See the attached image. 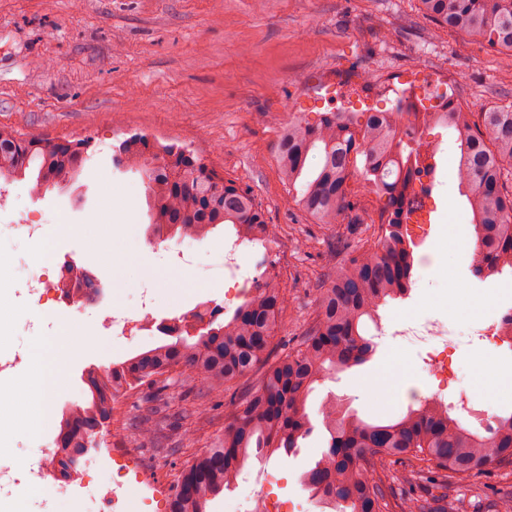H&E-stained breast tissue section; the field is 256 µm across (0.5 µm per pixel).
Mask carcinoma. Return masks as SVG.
I'll return each instance as SVG.
<instances>
[{"mask_svg": "<svg viewBox=\"0 0 512 512\" xmlns=\"http://www.w3.org/2000/svg\"><path fill=\"white\" fill-rule=\"evenodd\" d=\"M420 10L439 28L466 35L499 52L512 53V0H419ZM402 100L390 112H321L311 123L294 116L282 126L277 160L292 202L315 224L335 229L353 207L350 180L359 173L364 188L385 198L386 218L372 244L351 246L336 272L317 289L315 317L292 346L274 343L285 288L274 275L248 289L232 318L217 322L210 315L192 343L176 341L142 351L104 370H95L92 402L71 405L50 451L53 471L81 449L96 447L100 425L107 428L124 400L143 385L155 388L164 401L177 389L197 390L200 398L226 395L230 422L205 450L195 454L170 488L168 512H208L245 464L249 451L258 454L298 447L314 431L306 410L314 384L336 368L365 362L373 351L364 337L386 299L407 295L413 274L410 217L426 206L409 200L408 190L420 153L437 157L439 143L419 141L403 130ZM471 113L456 102L448 111L426 116L456 137L459 193L470 205L478 259L472 275L483 280L512 269V106L481 113L474 126ZM74 141L64 147L22 138L0 127V178L36 175L35 189L73 181L89 149ZM113 164L140 171L146 181L150 228L168 237L199 238L230 224L240 242H263L273 231L251 191L208 169L194 151L175 142L163 144L143 134L113 147ZM161 159L174 167L154 168ZM260 371L258 383L242 379ZM320 414L327 449L304 475L307 489L334 512H467L459 481L486 472V462L512 465V413L495 416L494 424L475 431L448 408L425 400L407 408L396 421L368 423L339 409L333 399ZM184 448L199 442L198 428L167 421H140L132 436L154 438L162 429ZM415 485L420 493L403 499L395 485Z\"/></svg>", "mask_w": 512, "mask_h": 512, "instance_id": "1", "label": "carcinoma"}]
</instances>
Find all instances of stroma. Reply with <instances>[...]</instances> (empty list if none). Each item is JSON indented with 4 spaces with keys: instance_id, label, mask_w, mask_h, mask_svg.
I'll return each instance as SVG.
<instances>
[{
    "instance_id": "obj_1",
    "label": "stroma",
    "mask_w": 512,
    "mask_h": 512,
    "mask_svg": "<svg viewBox=\"0 0 512 512\" xmlns=\"http://www.w3.org/2000/svg\"><path fill=\"white\" fill-rule=\"evenodd\" d=\"M415 66L448 79L472 121L512 100V55L437 30L418 0H0V126L24 138H90L94 151L107 155L134 134L174 140L193 148L224 178L250 188L277 234L274 272L288 294L282 339L313 319L316 290L335 276L342 257L332 237L289 199L277 164L281 128L295 112L311 119L336 110L323 88L339 81L377 93V108L390 107L381 86ZM425 135L439 141L441 155L428 233L414 254L431 255L434 262L417 267L409 297L380 308L382 329L368 331L375 344L369 360L316 384L312 420H319L320 405L331 394L365 420L404 413L411 390L431 378L419 366L424 345L392 335L391 328L442 317L458 364L449 397L464 391L482 405L491 387L492 414L512 411V344L483 346L474 334L477 324L512 312V271L494 280L472 276L475 235L457 188L455 137L440 125ZM107 173L114 191L133 194L131 211L116 207L94 171L85 168L68 190L29 196L21 211L38 216L45 234L38 242L16 238L12 249L39 265L73 262L90 270L102 296L85 305L83 317L96 324L111 309L136 310L146 288L160 319L203 305L233 314L238 303L228 300L224 282L231 227L199 240L155 242L141 173L115 167ZM182 248L191 254L185 265L175 262ZM132 252L146 256L158 272L150 285L123 282ZM452 274L465 283V297H456L449 285ZM172 277L182 278V286L166 288L165 279ZM45 310L53 317L51 338L21 339L30 361L17 373L28 389L19 406L27 427L13 454L23 469L38 464L36 448L55 440L66 409L88 398V370L165 340L151 327L128 339L97 332L80 343L67 300H50ZM97 442L103 456L92 474L96 493L82 512H109L103 497L113 488L114 458L134 460L167 487L186 460L155 453L152 441L131 443L106 431ZM325 447L318 430L291 456L252 459L246 480L225 489L210 512H237L269 472L278 475L266 483L269 512L278 502H297L307 493L302 474Z\"/></svg>"
}]
</instances>
